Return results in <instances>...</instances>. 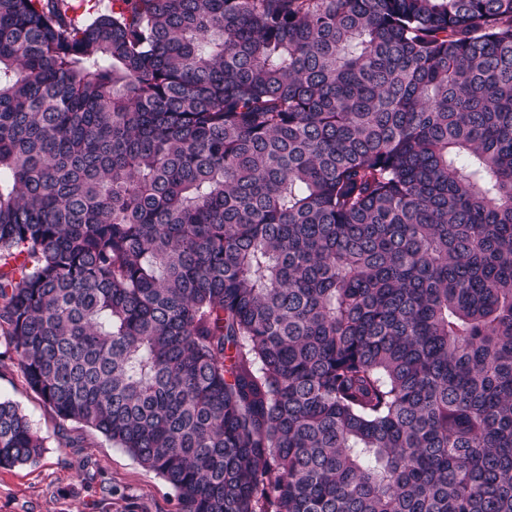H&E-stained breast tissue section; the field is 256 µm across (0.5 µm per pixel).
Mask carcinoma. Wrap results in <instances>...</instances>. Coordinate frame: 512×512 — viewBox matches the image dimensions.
I'll list each match as a JSON object with an SVG mask.
<instances>
[{
    "mask_svg": "<svg viewBox=\"0 0 512 512\" xmlns=\"http://www.w3.org/2000/svg\"><path fill=\"white\" fill-rule=\"evenodd\" d=\"M101 2L0 0L26 387L181 512H512V0Z\"/></svg>",
    "mask_w": 512,
    "mask_h": 512,
    "instance_id": "obj_1",
    "label": "carcinoma"
}]
</instances>
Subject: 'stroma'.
I'll use <instances>...</instances> for the list:
<instances>
[{"label": "stroma", "mask_w": 512, "mask_h": 512, "mask_svg": "<svg viewBox=\"0 0 512 512\" xmlns=\"http://www.w3.org/2000/svg\"><path fill=\"white\" fill-rule=\"evenodd\" d=\"M0 342V399L27 415L45 448L32 463L0 468V512H180L175 491L100 433L79 424L65 430L82 438L62 445L55 415L24 385Z\"/></svg>", "instance_id": "1"}]
</instances>
